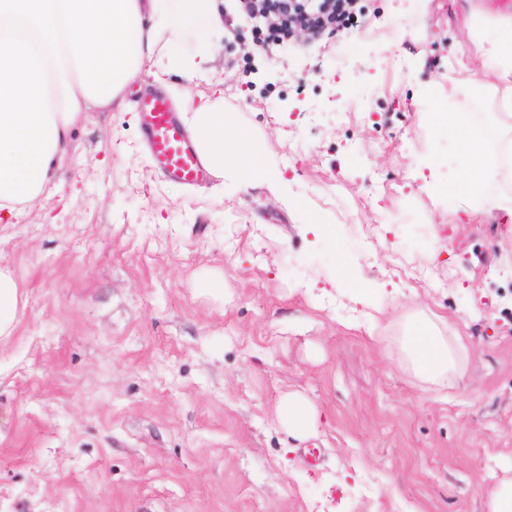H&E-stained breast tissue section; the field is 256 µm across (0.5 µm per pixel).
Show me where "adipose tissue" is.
Wrapping results in <instances>:
<instances>
[{
  "instance_id": "1",
  "label": "adipose tissue",
  "mask_w": 512,
  "mask_h": 512,
  "mask_svg": "<svg viewBox=\"0 0 512 512\" xmlns=\"http://www.w3.org/2000/svg\"><path fill=\"white\" fill-rule=\"evenodd\" d=\"M222 27L218 0H0V209L24 210L41 195L82 112L111 105L158 48L174 46L188 31L203 36ZM473 41L487 60L473 89L492 88L503 108L512 107V20L476 30ZM182 117L209 168L242 183L246 169L231 148L223 112L201 106ZM441 130L460 151L466 191L460 198L447 195L435 164L421 161L422 190L449 207L462 203L470 213L499 211L512 220V197L488 192L501 166L486 158L459 116L448 115ZM315 276L379 315L398 303L399 289L365 280L348 263ZM399 344L404 363L423 382L464 373L459 336L431 319L413 325ZM277 423L305 439L318 434L320 417L312 401L293 391L280 396Z\"/></svg>"
}]
</instances>
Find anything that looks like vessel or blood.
<instances>
[{"mask_svg": "<svg viewBox=\"0 0 512 512\" xmlns=\"http://www.w3.org/2000/svg\"><path fill=\"white\" fill-rule=\"evenodd\" d=\"M137 104L142 115V140L164 176L189 187L211 181L213 175L188 138L170 99L146 89L139 94Z\"/></svg>", "mask_w": 512, "mask_h": 512, "instance_id": "obj_1", "label": "vessel or blood"}]
</instances>
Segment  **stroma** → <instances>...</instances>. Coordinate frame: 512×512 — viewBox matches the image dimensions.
Listing matches in <instances>:
<instances>
[{
    "mask_svg": "<svg viewBox=\"0 0 512 512\" xmlns=\"http://www.w3.org/2000/svg\"><path fill=\"white\" fill-rule=\"evenodd\" d=\"M339 39L280 48L266 87L223 36L209 73L166 77L219 99L264 181L189 189L154 167L136 90L82 113L45 191L0 211V269L25 300L0 339V512H489L512 466V228L441 208L412 185L418 154L458 190L455 145L421 113L483 116L512 138L491 90L450 70L477 49L478 11L512 0H363ZM308 212L329 235L313 242ZM385 236L376 257L367 243ZM360 262L407 289L387 320L439 316L463 379L421 382L396 345L345 328L348 298L298 289ZM309 398L317 436L276 422ZM277 423L294 438L305 439L319 433L320 417L312 401L293 391L280 396L277 402Z\"/></svg>",
    "mask_w": 512,
    "mask_h": 512,
    "instance_id": "35a3bbf8",
    "label": "stroma"
}]
</instances>
